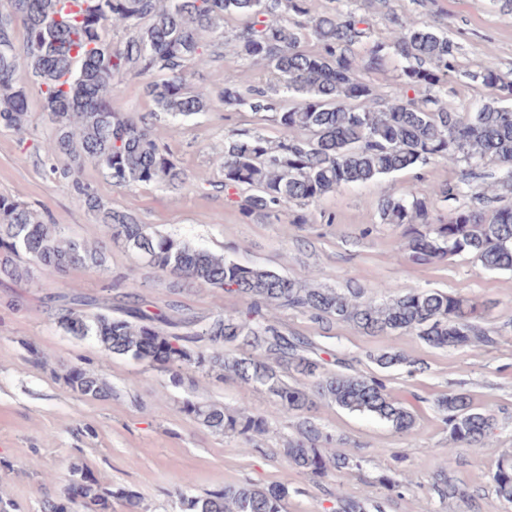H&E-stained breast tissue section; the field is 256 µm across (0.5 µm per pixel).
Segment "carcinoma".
Wrapping results in <instances>:
<instances>
[{
    "mask_svg": "<svg viewBox=\"0 0 512 512\" xmlns=\"http://www.w3.org/2000/svg\"><path fill=\"white\" fill-rule=\"evenodd\" d=\"M12 21L22 23L24 48L13 27L0 28V127L18 133L28 124L26 84H39L43 111L54 126L48 152L71 179L79 200L102 225L105 241L91 246L63 237L24 204L0 195V273L15 282H32L39 272L51 279L73 268L105 269L108 245L137 253L148 266L174 283H200L239 296L243 307L219 314L201 330L151 312L135 292L124 295L122 314L96 299L79 303L58 297L54 318L75 338H94L104 352L159 366L174 383L194 382L205 373L259 389L280 412L300 419L298 435L285 440L287 469L323 479L331 471L360 467L336 453L334 439L306 412L326 400L349 412L372 415L396 432L418 435L416 417L389 395L376 376L349 374L336 357L321 358L304 336L288 335L267 315L271 307L347 323L369 336L407 332L433 348L492 347L496 339L482 326L490 310L476 298L435 290L392 293L379 301L362 288L341 291L288 278L273 270L239 263L222 253L168 235L151 233L136 219L106 205L80 181L84 166L101 169L112 184H158L176 189L185 175L153 132L158 115L189 116L207 110L209 95L187 83L188 66L207 62L205 32L219 34L224 17L245 20L240 55L263 64L272 77L267 86L243 91L229 79L219 90L227 108L272 113L283 131L276 142L260 134H234L224 141V188L244 187L246 213L276 214L291 203L306 205L343 186L361 184L417 165L430 157L463 163V182L444 185L446 198L465 194L469 182L485 179L493 166L508 168L501 181L512 194V79L491 68L465 72L487 94L470 112L450 108L430 91L455 71L456 47L436 24L413 25L397 17L383 41L363 56L354 46L366 19L341 6L316 12L311 0H83L79 14L64 15L66 0H9ZM304 17L302 23L298 18ZM130 27L123 47L115 49L108 28ZM311 37L319 51L301 48ZM400 63L394 95L381 99L361 74L389 59ZM128 73L145 78L144 93L155 106L147 116L117 110L112 97ZM160 73L162 77L153 78ZM416 97H409V92ZM386 224L402 228L410 261L429 264L463 253L489 270H512V205L462 207L432 216L427 198L388 195L380 203ZM382 371L423 363L392 346L372 355ZM85 399L112 395L90 370L74 365L58 376ZM448 427V463L454 448L481 444L494 435L493 414L475 406L464 392L437 399ZM179 411L224 436L251 441L269 432L268 420L247 406L228 411L215 404L184 402ZM63 496L43 502V512H112V501L131 494L102 484L82 463L70 465ZM495 495L512 503V454L503 455L492 474ZM177 492L178 512H284L288 482L264 489L252 484L222 487L205 495ZM437 497L469 504L471 495L442 468L432 476ZM336 512H384L334 493Z\"/></svg>",
    "mask_w": 512,
    "mask_h": 512,
    "instance_id": "obj_1",
    "label": "carcinoma"
}]
</instances>
